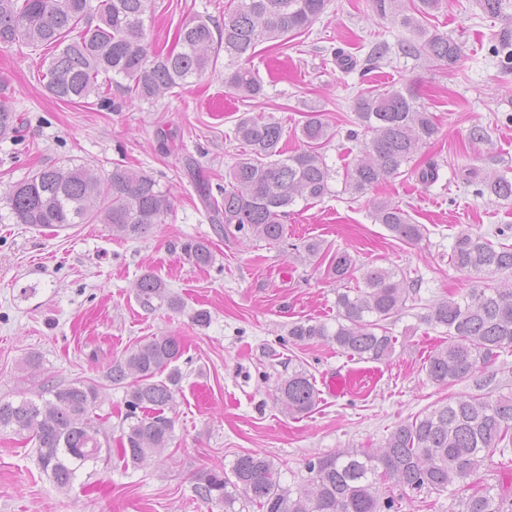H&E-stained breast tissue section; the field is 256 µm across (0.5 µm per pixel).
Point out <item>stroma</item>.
Wrapping results in <instances>:
<instances>
[{
	"instance_id": "obj_1",
	"label": "stroma",
	"mask_w": 512,
	"mask_h": 512,
	"mask_svg": "<svg viewBox=\"0 0 512 512\" xmlns=\"http://www.w3.org/2000/svg\"><path fill=\"white\" fill-rule=\"evenodd\" d=\"M228 0H149L148 41L174 45L190 18L222 22ZM432 29L463 44L454 70L403 55L404 28L375 18L369 0H329L321 19L286 46L261 44L251 63L263 97L247 100L224 83L223 69L206 73L152 101H127L112 89V106L52 99L40 82L48 52L16 44L0 50V100L17 110V141H0V197L16 182L53 163H119L151 174L172 198V209L147 238L113 237L104 224L37 230L0 222V398L34 396L44 382L96 384V414L109 442L120 435L124 389L106 378L111 360L152 336L181 337L183 374L173 411L174 430L160 455L133 467L120 459L83 470L71 489H58L39 466L34 440L0 433V512H224L203 503L199 474L227 467L237 455L258 452L281 469L283 485L298 487L306 463L347 448H376L394 427L434 405L476 393L474 381L440 385L424 362L443 344L439 331L408 308L390 322L395 351L386 361L364 362L323 342L296 343L293 323L334 322L336 289L362 282L366 268L382 267L415 283L422 300L466 293L473 277L456 271L448 254L468 229L512 245V201L492 200L463 183L460 172L495 170L512 177V65L495 52L504 23L486 18L475 0H443ZM386 47L370 63L375 45ZM413 88L439 132L407 165L359 197L343 190L342 172L361 148L349 140L358 91ZM319 110L335 136L324 148L336 171L331 193L308 206L296 203L284 242L224 234L211 223L199 196L220 198L224 176L242 148L233 137L245 115L273 117L285 129L286 151L301 148L295 135L310 110ZM483 139H473V129ZM435 169L434 181L419 173ZM400 205L424 225L423 239L407 244L374 223L371 203ZM209 240L212 265L184 258L181 244ZM323 241L348 251L356 265L337 283L303 244ZM163 278L185 308L144 310L135 284L145 272ZM211 315L197 325L196 311ZM306 369L320 391L315 409L284 415L276 401L288 372ZM349 388L330 391V375Z\"/></svg>"
}]
</instances>
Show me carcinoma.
Returning a JSON list of instances; mask_svg holds the SVG:
<instances>
[{
	"instance_id": "cac0c4a2",
	"label": "carcinoma",
	"mask_w": 512,
	"mask_h": 512,
	"mask_svg": "<svg viewBox=\"0 0 512 512\" xmlns=\"http://www.w3.org/2000/svg\"><path fill=\"white\" fill-rule=\"evenodd\" d=\"M148 0H0V49L17 43L53 49L42 77L54 99L76 103L100 94L113 77L121 76L130 97L153 100L216 68L224 58V83L243 98L258 99L263 85L246 64L263 43L281 46L306 30L325 12L327 0H231L222 25L209 18L182 26L174 48L150 50L143 15ZM442 0H417L412 9L404 0H372V12L405 28L412 39L401 46L406 55H425L453 70L462 53L454 38L430 31L425 22ZM481 12L511 21L512 0H477ZM353 110L358 129L350 137L368 134L361 155L344 173L345 190L365 194L375 185L403 173L402 166L438 132L433 113L408 89L367 90L357 95ZM19 116L0 103V138L13 137ZM284 128L272 118L239 120L235 137L244 145L241 157L224 180L222 201L204 197L214 224L279 243L286 236L287 208L302 199L311 205L331 193L335 170L321 152L331 139L328 123L318 111L300 127L304 149L286 154ZM497 199H512V179L488 172L480 180ZM17 224L36 228H66L72 224H107L122 239L145 237L164 221L172 207L170 195L153 176L115 164L110 171L80 164L46 166L10 188L0 198ZM372 217L397 239L414 244L424 228L412 222L400 206L372 203ZM312 257L326 262L327 275L346 279L355 262L346 251L332 252L320 240L304 244ZM182 250L196 265L208 266L213 252L204 240H189ZM450 264L469 276L508 274L512 278V247L499 246L479 233L455 236ZM394 271L368 268L362 284L337 293L336 324L307 320L288 331L292 340L326 341L359 360H387L394 337L387 321L398 317L410 289L395 280ZM136 296L146 311L154 302L179 310L182 301L153 273L136 283ZM424 323L440 328L448 344L428 355L425 370L436 383L468 381L494 366L512 350V286L481 284L459 297L450 294L428 305ZM183 345L176 336H152L107 368L106 378L125 387L127 411L119 448H102L93 410L98 392L93 384L75 382L62 387L46 384L32 397L0 399V432L29 433L35 440L42 471L60 490L73 486L79 470L117 456L124 464H140L169 444L182 374L176 362ZM320 398L315 380L300 369L288 374L276 389V401L291 416L311 412ZM512 454V396L464 394L397 425L382 445L347 449L308 461V476L296 489L281 485L268 456L247 452L231 468L217 466L198 478L195 492L205 502L234 505L245 497L259 512H388L394 507L389 480L411 490L447 492L458 498V512H509L512 501L481 482L466 487L494 455Z\"/></svg>"
}]
</instances>
